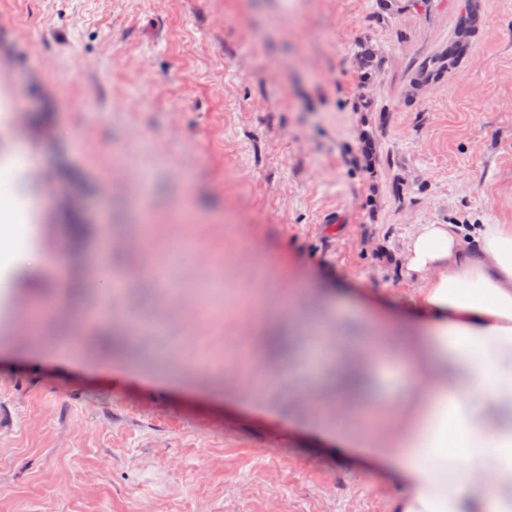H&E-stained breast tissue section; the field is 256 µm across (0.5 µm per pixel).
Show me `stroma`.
<instances>
[{"mask_svg":"<svg viewBox=\"0 0 512 512\" xmlns=\"http://www.w3.org/2000/svg\"><path fill=\"white\" fill-rule=\"evenodd\" d=\"M462 2L0 0V166L38 202L0 271V512H397L326 433L332 355L411 305L416 225L512 224V0L436 71ZM26 296L64 317L16 335Z\"/></svg>","mask_w":512,"mask_h":512,"instance_id":"35a3bbf8","label":"stroma"}]
</instances>
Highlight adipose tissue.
<instances>
[{
	"mask_svg": "<svg viewBox=\"0 0 512 512\" xmlns=\"http://www.w3.org/2000/svg\"><path fill=\"white\" fill-rule=\"evenodd\" d=\"M0 173V263L29 244V210ZM401 265L418 288L412 335L361 346L365 370L402 363L396 402L365 413L384 429L336 440L384 457L402 476L400 512H512V224H419Z\"/></svg>",
	"mask_w": 512,
	"mask_h": 512,
	"instance_id": "adipose-tissue-1",
	"label": "adipose tissue"
}]
</instances>
